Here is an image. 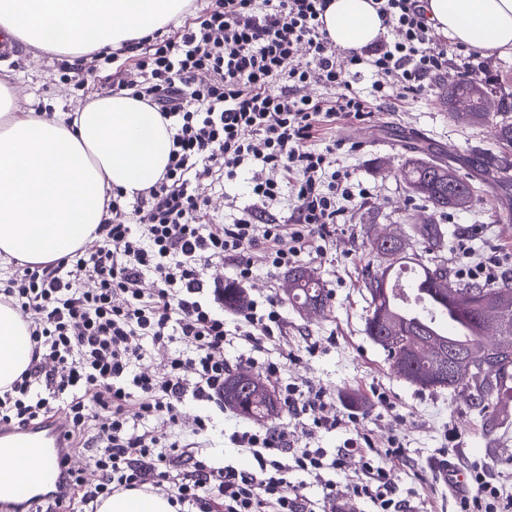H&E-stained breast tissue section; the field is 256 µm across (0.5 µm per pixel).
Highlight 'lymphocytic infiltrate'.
Listing matches in <instances>:
<instances>
[{"instance_id": "f902f5d3", "label": "lymphocytic infiltrate", "mask_w": 512, "mask_h": 512, "mask_svg": "<svg viewBox=\"0 0 512 512\" xmlns=\"http://www.w3.org/2000/svg\"><path fill=\"white\" fill-rule=\"evenodd\" d=\"M424 4L374 0L383 36L345 55L324 28L329 0H213L204 14L186 15L176 37L148 38L134 69L121 71L116 89L132 91L171 123L163 176L129 207L113 192L112 218L98 225L94 252L21 265L0 284V303L21 312L32 346L28 368L0 388V422L25 427L64 413L70 455L90 453L98 473L89 483L70 470L64 493L27 512H97L112 492L134 488L165 494L187 512H312L292 474L318 480L354 461L360 477L352 499L370 501L376 512H414L378 463L402 455L398 439L381 451L350 438L331 456L253 428L230 440L249 450L254 467H216L201 453L212 417H190L185 408H223L226 345L260 348L286 334L270 297L250 300L227 321L224 282L208 279L205 268L234 261V283H246L249 248L261 250L268 267H291L307 249L324 251L330 225L345 220L351 202L368 199L369 189L338 162L341 144L329 135L337 120L370 121L372 101L387 100L391 88L399 101H413L452 63L464 77L487 79L479 53L435 41ZM364 73L372 78L367 96L352 85ZM314 82L329 95L311 94ZM245 172L252 202L223 223L195 187ZM284 198L282 221L270 208ZM148 277L155 282L149 291ZM155 348L159 373L142 365ZM279 399L315 429L356 421L338 417L321 388L287 383ZM459 504L460 512H512V499L481 465Z\"/></svg>"}]
</instances>
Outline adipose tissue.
Here are the masks:
<instances>
[{
    "instance_id": "1",
    "label": "adipose tissue",
    "mask_w": 512,
    "mask_h": 512,
    "mask_svg": "<svg viewBox=\"0 0 512 512\" xmlns=\"http://www.w3.org/2000/svg\"><path fill=\"white\" fill-rule=\"evenodd\" d=\"M191 0H0V30L34 47L89 62L92 53L139 41L184 14ZM436 34L481 55L512 56V0H427ZM329 38L345 52L375 43L384 28L372 0H331ZM168 121L131 92L96 95L68 112L21 110L0 81V257L41 264L95 237L113 191L133 198L165 171ZM31 361L21 313L0 305V386ZM98 512H176L166 496L113 493Z\"/></svg>"
}]
</instances>
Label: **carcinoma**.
I'll return each mask as SVG.
<instances>
[{
    "instance_id": "carcinoma-1",
    "label": "carcinoma",
    "mask_w": 512,
    "mask_h": 512,
    "mask_svg": "<svg viewBox=\"0 0 512 512\" xmlns=\"http://www.w3.org/2000/svg\"><path fill=\"white\" fill-rule=\"evenodd\" d=\"M478 83L495 91L497 87L485 81L475 82L462 78L457 87L441 92L443 104L458 92L464 93L472 84ZM509 109L502 107L496 114L486 112L448 113L456 124L471 128H488L496 139L499 152L481 155L477 162L488 171L501 173L512 168V117ZM405 188L422 198L431 208V214L422 223L414 225L415 245L396 249L386 247V239L376 236L371 247L379 263L365 268L364 286L369 295V314L365 331L379 345L390 369L406 382L427 390H448L465 393L470 404L480 410L498 406L503 396L512 394V277L494 283H454L455 291L466 301L458 304L448 296V289L441 286V278L450 277L448 268L436 262L437 255L446 247L444 233L437 224L436 215L457 208L456 198L469 199L470 205L479 202L477 187L461 176L451 165L434 159L425 149L409 158L402 168ZM413 270L414 283L423 284L414 288L412 295L400 294L393 288V281L400 278L402 270ZM299 270L288 274L295 282L288 303L306 304L315 302L325 308L328 295L319 278L297 277ZM498 308L506 325L505 341L493 349L484 343V309L487 305ZM247 305L243 290L232 285L224 286V308L241 311ZM405 331L419 345L444 347L448 351H463L490 363L488 379L475 377L468 380L448 378L442 382L426 381L428 375L440 369L443 359L435 356H409L407 347L390 338L389 327ZM224 404L234 409L241 417L258 424L275 418L280 406L276 395L258 398L239 392L233 398H224Z\"/></svg>"
}]
</instances>
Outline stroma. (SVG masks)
Segmentation results:
<instances>
[{
  "mask_svg": "<svg viewBox=\"0 0 512 512\" xmlns=\"http://www.w3.org/2000/svg\"><path fill=\"white\" fill-rule=\"evenodd\" d=\"M130 63L126 55L116 59L102 55L95 77L79 83L70 79L64 57L15 40L0 53V77L15 84L31 107L52 100L69 110L86 104L93 94L107 92V75ZM458 75V68L449 66L444 76L432 79L427 95L377 113L366 124L367 143L357 144L355 125L337 121L336 137L347 143L339 152L340 161L371 195L350 206L347 221L337 225L327 252L308 251L298 261L323 282L327 307L320 315L306 316L288 305L284 293L287 271L269 268L259 251L249 250L246 257L255 276L245 291L251 298L271 296L282 303L288 334L260 352L239 343L224 350L231 370L254 372L275 390L287 382L325 388L338 415L352 413L358 419L353 428L312 430L307 418L280 412L272 425L285 432L295 447L322 448L332 456L357 434L383 449L391 438H399L405 452L387 458L385 467L401 495L411 496L415 512H458V496L440 482L433 467L444 455L464 470L487 466L504 493L512 496V399L502 401L497 412L490 414L473 408L463 394L418 389L391 372L384 352L365 332L369 295L363 272L375 261L367 227H374L380 235L406 239L413 225L429 213L422 201L405 192L398 175L413 147L429 144L435 155L469 176L476 172L472 165L475 154L497 150L488 130L463 128L449 121L440 92L444 78ZM198 193L215 214L227 219L248 202L240 180L206 182ZM480 197L474 208L452 211L438 219L448 239V248L439 260L456 280L470 278L464 263L468 254L477 261L495 258L499 274L512 272V237L503 232V216L512 212V177L482 183ZM269 360L280 363L279 372L264 371L263 364ZM379 392L387 395V404L377 402ZM215 422L205 454L220 465L253 467L252 455L230 440L234 431L248 427V420L228 408Z\"/></svg>",
  "mask_w": 512,
  "mask_h": 512,
  "instance_id": "stroma-1",
  "label": "stroma"
}]
</instances>
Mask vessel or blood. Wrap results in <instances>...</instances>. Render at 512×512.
<instances>
[{
    "instance_id": "obj_1",
    "label": "vessel or blood",
    "mask_w": 512,
    "mask_h": 512,
    "mask_svg": "<svg viewBox=\"0 0 512 512\" xmlns=\"http://www.w3.org/2000/svg\"><path fill=\"white\" fill-rule=\"evenodd\" d=\"M66 445V422L60 416L25 429L0 425V466H10L22 456L33 463L26 476L0 485V505L20 510L36 490L58 489L66 470Z\"/></svg>"
}]
</instances>
